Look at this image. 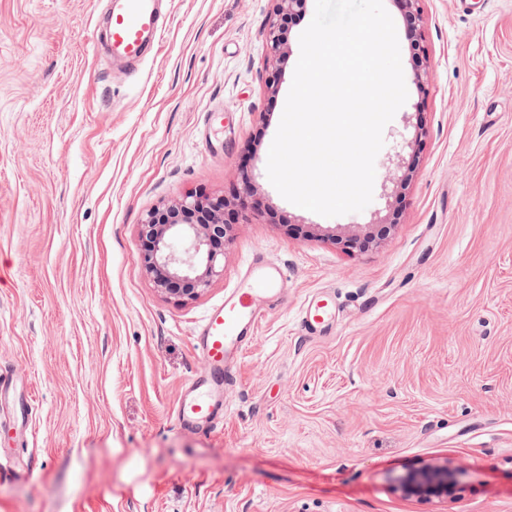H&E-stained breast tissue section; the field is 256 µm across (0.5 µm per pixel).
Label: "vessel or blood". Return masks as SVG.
I'll return each mask as SVG.
<instances>
[{"mask_svg": "<svg viewBox=\"0 0 512 512\" xmlns=\"http://www.w3.org/2000/svg\"><path fill=\"white\" fill-rule=\"evenodd\" d=\"M109 51L114 60L139 65L155 56L167 20L160 0H112L107 17ZM285 276L281 266L253 260L246 272V287L237 289L212 307L202 320L193 345L207 362L211 376L191 379L175 409V423L182 429L200 430L213 426L224 413V374L229 363L251 343L259 313L253 293L273 296ZM336 323V298L323 290L303 307L299 325L309 336L323 335Z\"/></svg>", "mask_w": 512, "mask_h": 512, "instance_id": "vessel-or-blood-1", "label": "vessel or blood"}]
</instances>
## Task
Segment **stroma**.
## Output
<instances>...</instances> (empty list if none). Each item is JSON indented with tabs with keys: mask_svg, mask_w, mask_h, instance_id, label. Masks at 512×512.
Masks as SVG:
<instances>
[{
	"mask_svg": "<svg viewBox=\"0 0 512 512\" xmlns=\"http://www.w3.org/2000/svg\"><path fill=\"white\" fill-rule=\"evenodd\" d=\"M104 0H0V370L33 399L0 512H512V0H421L429 94L383 130L373 199L328 218L285 200L268 153L306 11L264 87L271 0H172L160 52L112 65ZM224 126L206 133L209 112ZM425 127L390 235L347 252L292 224L389 213L396 151ZM251 178L224 274L194 299L141 262L149 211ZM284 266L224 386V419L177 428L192 338L254 256ZM334 289L335 330L302 333ZM448 467L446 500L403 497Z\"/></svg>",
	"mask_w": 512,
	"mask_h": 512,
	"instance_id": "obj_1",
	"label": "stroma"
}]
</instances>
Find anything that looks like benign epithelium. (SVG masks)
Instances as JSON below:
<instances>
[{
  "label": "benign epithelium",
  "mask_w": 512,
  "mask_h": 512,
  "mask_svg": "<svg viewBox=\"0 0 512 512\" xmlns=\"http://www.w3.org/2000/svg\"><path fill=\"white\" fill-rule=\"evenodd\" d=\"M272 10L265 41L268 53L265 88L268 93L277 92L280 84V63L288 58V48L282 37L287 21L301 14L308 0H271ZM421 0H394L403 19L409 41V50L417 66L413 71V82L421 92H426L427 49L423 39L424 18L419 3ZM411 153L400 167V175L393 178L396 188H404L412 179L419 164V156L412 144H407ZM258 193V187L249 177H243L242 191L232 197L189 196L163 209L149 212L140 224L142 241L141 261L153 279L156 288L178 298L190 300L208 288L217 276L224 274V247L229 239L231 225L226 216L234 215L245 208L248 200ZM381 226L366 224L348 226L329 224L318 227L320 235L333 241L346 251L365 248L384 238ZM189 238L192 250L178 253L173 241ZM456 476L446 469H437L421 474L409 475L399 481L401 494L409 498L446 500L452 493Z\"/></svg>",
  "instance_id": "benign-epithelium-1"
}]
</instances>
